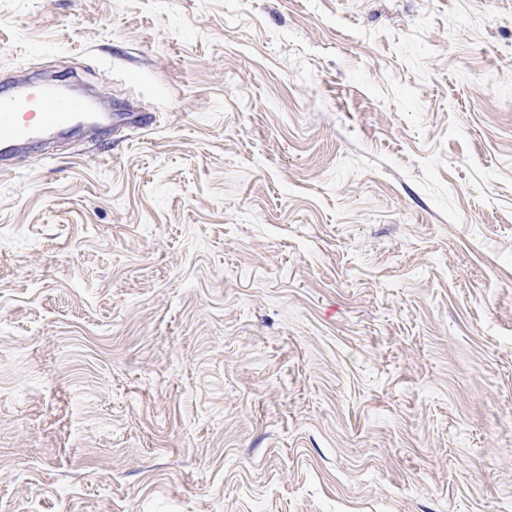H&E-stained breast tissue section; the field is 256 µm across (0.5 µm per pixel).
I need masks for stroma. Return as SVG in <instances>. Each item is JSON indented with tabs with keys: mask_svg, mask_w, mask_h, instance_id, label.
Listing matches in <instances>:
<instances>
[{
	"mask_svg": "<svg viewBox=\"0 0 512 512\" xmlns=\"http://www.w3.org/2000/svg\"><path fill=\"white\" fill-rule=\"evenodd\" d=\"M155 124L0 177V512H512V0H0V76Z\"/></svg>",
	"mask_w": 512,
	"mask_h": 512,
	"instance_id": "obj_1",
	"label": "stroma"
}]
</instances>
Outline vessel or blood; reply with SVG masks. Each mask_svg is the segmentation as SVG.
Returning <instances> with one entry per match:
<instances>
[{
  "label": "vessel or blood",
  "mask_w": 512,
  "mask_h": 512,
  "mask_svg": "<svg viewBox=\"0 0 512 512\" xmlns=\"http://www.w3.org/2000/svg\"><path fill=\"white\" fill-rule=\"evenodd\" d=\"M151 115L126 109L99 112L88 95H75L60 80L36 81L19 75L0 89V174L15 170L18 156L33 148L50 151L83 129L90 140L153 123Z\"/></svg>",
  "instance_id": "1"
}]
</instances>
